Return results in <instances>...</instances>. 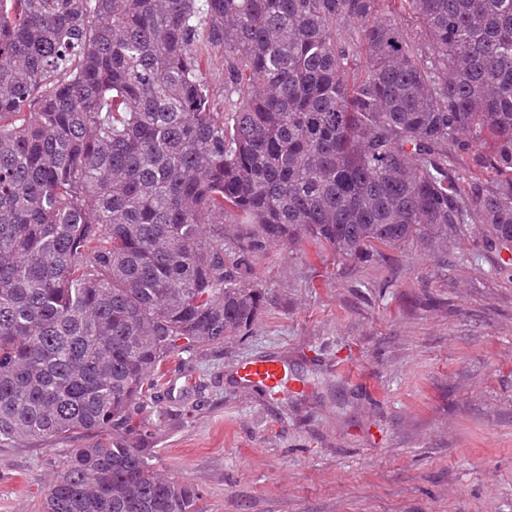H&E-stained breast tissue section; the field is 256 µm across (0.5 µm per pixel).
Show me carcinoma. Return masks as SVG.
<instances>
[{
    "label": "carcinoma",
    "mask_w": 512,
    "mask_h": 512,
    "mask_svg": "<svg viewBox=\"0 0 512 512\" xmlns=\"http://www.w3.org/2000/svg\"><path fill=\"white\" fill-rule=\"evenodd\" d=\"M476 222L512 253V0H0V445L110 428L44 512H195L130 407L254 325L267 248Z\"/></svg>",
    "instance_id": "1"
}]
</instances>
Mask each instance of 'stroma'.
Wrapping results in <instances>:
<instances>
[{"instance_id": "35a3bbf8", "label": "stroma", "mask_w": 512, "mask_h": 512, "mask_svg": "<svg viewBox=\"0 0 512 512\" xmlns=\"http://www.w3.org/2000/svg\"><path fill=\"white\" fill-rule=\"evenodd\" d=\"M489 227L341 259L312 238L256 265L245 333L167 360L142 446L195 512H512V276ZM274 351L307 392L268 402L234 369ZM0 447V512H41L70 449Z\"/></svg>"}]
</instances>
